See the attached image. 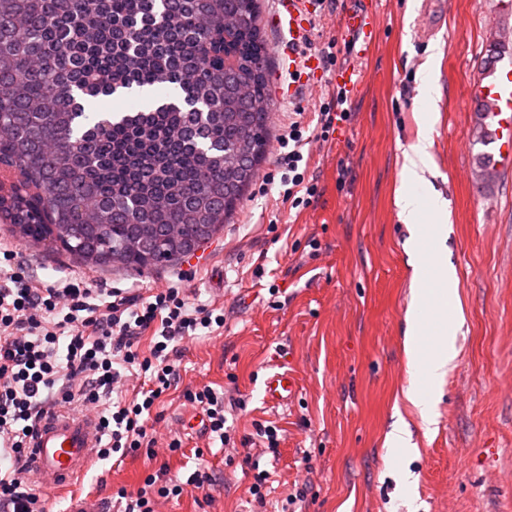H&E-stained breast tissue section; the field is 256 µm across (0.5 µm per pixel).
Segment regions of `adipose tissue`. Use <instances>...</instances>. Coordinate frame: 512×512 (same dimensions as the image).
Returning a JSON list of instances; mask_svg holds the SVG:
<instances>
[{"label": "adipose tissue", "instance_id": "adipose-tissue-1", "mask_svg": "<svg viewBox=\"0 0 512 512\" xmlns=\"http://www.w3.org/2000/svg\"><path fill=\"white\" fill-rule=\"evenodd\" d=\"M432 146L431 124L422 122L418 140L410 152L405 153L401 171V186L396 204L404 223H418L422 212H429L434 221H442L447 214L448 202L438 192L419 196L418 190L426 187ZM445 287L442 291L428 287L418 288L413 307L407 315L405 339L406 369L409 375L426 374L437 379L447 373L454 363V340L461 313L454 302L457 279L452 269H445ZM433 308V316H426V308Z\"/></svg>", "mask_w": 512, "mask_h": 512}]
</instances>
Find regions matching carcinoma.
<instances>
[{
	"mask_svg": "<svg viewBox=\"0 0 512 512\" xmlns=\"http://www.w3.org/2000/svg\"><path fill=\"white\" fill-rule=\"evenodd\" d=\"M258 0H0V218L98 267L141 268L217 233L266 147ZM230 24L235 66L204 49ZM165 90L133 110L127 95ZM111 100L110 112L93 104ZM255 142L243 167L238 146Z\"/></svg>",
	"mask_w": 512,
	"mask_h": 512,
	"instance_id": "carcinoma-1",
	"label": "carcinoma"
}]
</instances>
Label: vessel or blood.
Masks as SVG:
<instances>
[{
    "mask_svg": "<svg viewBox=\"0 0 512 512\" xmlns=\"http://www.w3.org/2000/svg\"><path fill=\"white\" fill-rule=\"evenodd\" d=\"M280 8L270 19L288 52L289 94L315 83L320 74L317 56H300L296 45L308 36L312 21L311 0H279ZM339 29L357 57H365L375 44L373 15L369 10L346 9ZM473 96L486 104V120L500 143L498 163H512V60L505 61L488 76L484 85L474 88ZM297 382L291 371L272 372L264 383V400L273 408L286 405ZM99 432L94 418L58 410L42 419L34 431L30 453L34 480L44 490L57 488L82 473L98 446Z\"/></svg>",
    "mask_w": 512,
    "mask_h": 512,
    "instance_id": "obj_1",
    "label": "vessel or blood"
}]
</instances>
